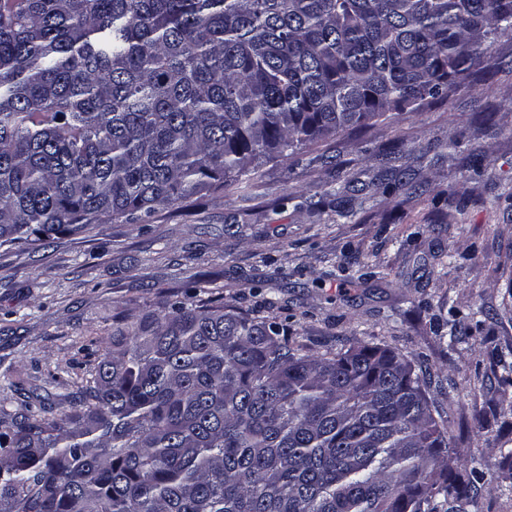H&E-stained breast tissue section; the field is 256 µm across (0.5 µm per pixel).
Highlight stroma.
<instances>
[{"label": "stroma", "mask_w": 512, "mask_h": 512, "mask_svg": "<svg viewBox=\"0 0 512 512\" xmlns=\"http://www.w3.org/2000/svg\"><path fill=\"white\" fill-rule=\"evenodd\" d=\"M179 290L287 324L305 353L411 360L462 512H512V37L448 98L266 163L136 224L0 250V409L59 417L102 338Z\"/></svg>", "instance_id": "stroma-1"}]
</instances>
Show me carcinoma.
Segmentation results:
<instances>
[{
    "label": "carcinoma",
    "mask_w": 512,
    "mask_h": 512,
    "mask_svg": "<svg viewBox=\"0 0 512 512\" xmlns=\"http://www.w3.org/2000/svg\"><path fill=\"white\" fill-rule=\"evenodd\" d=\"M509 33L512 0H0V249L447 96ZM447 447L407 358L166 299L58 420L0 418V512H438L476 490Z\"/></svg>",
    "instance_id": "carcinoma-1"
}]
</instances>
